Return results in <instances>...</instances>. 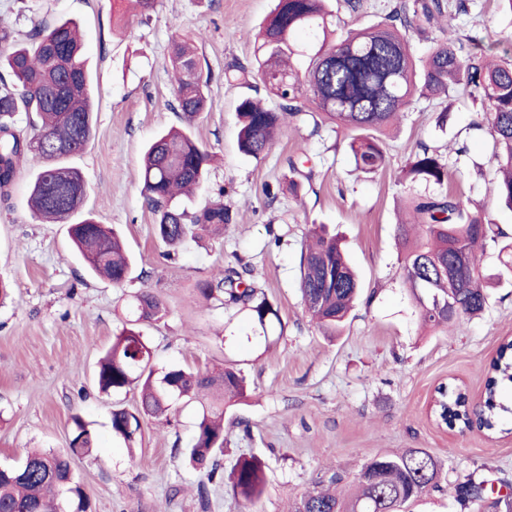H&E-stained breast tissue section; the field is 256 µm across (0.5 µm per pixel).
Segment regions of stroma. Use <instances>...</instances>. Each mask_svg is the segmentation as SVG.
<instances>
[{"label": "stroma", "instance_id": "35a3bbf8", "mask_svg": "<svg viewBox=\"0 0 512 512\" xmlns=\"http://www.w3.org/2000/svg\"><path fill=\"white\" fill-rule=\"evenodd\" d=\"M395 2L364 0L354 13L345 0H332L336 26L382 21ZM273 7L274 0H156L146 17L120 30L119 0H0V27L18 42L37 24H78L94 77L96 133L69 164L84 177L87 209L121 232L135 258L134 278L124 286L87 275L66 225L42 222L29 208V183L41 165L30 158L9 205L0 207V278L12 288L0 306V463L21 462L29 448L66 447L77 414L94 432L92 452L72 463L92 512H291L324 471L349 484L367 459L409 448L442 464L439 489L411 512H461L453 487L476 468L495 494H506L512 434L438 426L429 401L449 382L480 398L499 343L512 337V284L490 285L485 311L454 331L423 327L402 277L397 236L409 202L402 171L421 144L449 161V190L512 234V210L494 190L493 138L472 127L480 105L466 95L419 100L384 135L386 164L374 174L355 171L348 132L332 124L316 131L285 122L268 156H245L236 105L246 90L226 84L224 70L252 62L255 35ZM454 25L478 55L502 54L512 36V15L498 0H475ZM199 32L210 108L195 119L192 134L213 161L187 208L221 200L235 219L170 255L141 195L140 159L160 131L183 124L172 94L171 44ZM300 152L314 174L294 195L287 160ZM315 225L340 239L362 283L355 310L333 338L306 314L299 291L301 246ZM239 260L278 304L282 337H260L245 313L199 295L198 284ZM141 288L152 289L168 310L140 326L155 367L204 372L234 363L247 375L250 399L224 410V465L243 454L265 461L267 489L255 504L234 499L221 482L206 485L207 498L199 500L203 475L180 454L202 411L198 401L179 404L169 423L144 420L138 448L113 436L112 408L134 409L139 392L100 393L97 363Z\"/></svg>", "mask_w": 512, "mask_h": 512}]
</instances>
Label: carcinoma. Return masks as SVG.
Returning <instances> with one entry per match:
<instances>
[{"instance_id": "cac0c4a2", "label": "carcinoma", "mask_w": 512, "mask_h": 512, "mask_svg": "<svg viewBox=\"0 0 512 512\" xmlns=\"http://www.w3.org/2000/svg\"><path fill=\"white\" fill-rule=\"evenodd\" d=\"M269 19L257 35L253 63L233 64L224 71L230 86L252 88L259 81L273 96L270 107L253 96L236 107L239 150L256 159L267 156L275 131L286 119L298 123L327 121L352 132L347 149L356 166L376 172L385 164L382 135L418 97L445 96L459 90L476 95L483 106L476 129L488 127L494 140L499 177L497 195L512 210V59L486 60L466 51L440 27L430 50L416 60L409 32L417 22L448 14V21L467 15L473 0H399L383 21L337 33L327 0H275ZM31 42L17 43L0 54V203L11 198L17 174L30 155L41 166L34 174L29 204L43 220L69 224L68 236L88 271L122 285L133 271L132 260L119 233L81 212L84 182L81 172L67 165L82 152L94 133L93 80L77 24L59 20L33 27ZM202 34L177 37L170 64L177 108L193 118L209 107L207 87L194 43ZM25 112L21 127L16 114ZM211 154L190 129H170L145 147L141 165V194L155 216V234L176 249L213 228L233 221L232 210L217 201L190 213L177 199L192 193L205 180ZM306 153L288 159L292 191L299 179L311 180ZM448 162L436 150L420 145L411 156L406 180L417 190L410 199L412 221L398 225L401 264L422 322L450 330L481 314L487 303L484 278L478 271L477 250L488 242L512 253V240L497 224L471 211L462 196L442 191L448 185ZM247 267L218 270L199 285L207 300L238 306L263 336L282 328L280 311L264 291L245 279ZM454 287H448V283ZM361 291L339 240L312 227L302 245L300 292L307 312L328 336L342 332ZM134 318L127 320L100 360L96 382L108 395L141 387L135 409L111 412L112 433L132 446L141 440L142 421L172 408L184 398L203 392L222 403H242L250 386L242 371L226 366L215 373L170 366L157 370L153 351L139 324L166 315L164 302L149 289L139 290L130 303ZM512 341L500 346L490 364L485 397L471 409L460 394L437 393L435 418L448 425H475L490 433H506L512 418ZM224 413L207 409L196 423L182 454L210 482L221 477L224 456ZM94 436L81 417H72L71 437L64 450L32 449L19 467L0 464V512H90L86 485L75 475L71 458L89 451ZM441 464L429 453L412 448L376 455L358 471L353 491L342 493L336 473L318 477L312 491L295 503L292 512H407L427 490L438 487ZM230 494L246 502L260 500L266 491L265 463L240 456L233 465ZM465 512H482L488 498L487 480L472 471L455 488Z\"/></svg>"}]
</instances>
